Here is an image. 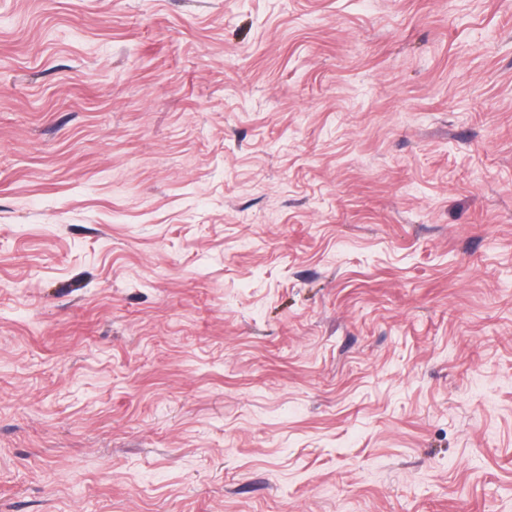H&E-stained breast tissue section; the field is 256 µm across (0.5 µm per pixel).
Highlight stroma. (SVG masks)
<instances>
[{
	"instance_id": "35a3bbf8",
	"label": "stroma",
	"mask_w": 512,
	"mask_h": 512,
	"mask_svg": "<svg viewBox=\"0 0 512 512\" xmlns=\"http://www.w3.org/2000/svg\"><path fill=\"white\" fill-rule=\"evenodd\" d=\"M0 512H512V0H0Z\"/></svg>"
}]
</instances>
